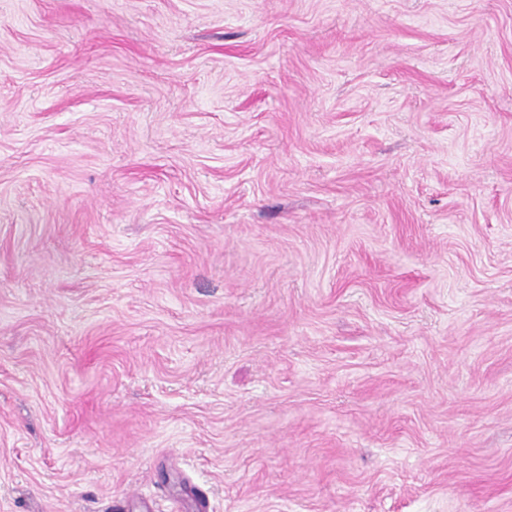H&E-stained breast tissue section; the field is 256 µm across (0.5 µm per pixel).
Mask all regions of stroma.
I'll list each match as a JSON object with an SVG mask.
<instances>
[{
  "label": "stroma",
  "mask_w": 512,
  "mask_h": 512,
  "mask_svg": "<svg viewBox=\"0 0 512 512\" xmlns=\"http://www.w3.org/2000/svg\"><path fill=\"white\" fill-rule=\"evenodd\" d=\"M512 512V0H0V512Z\"/></svg>",
  "instance_id": "35a3bbf8"
}]
</instances>
